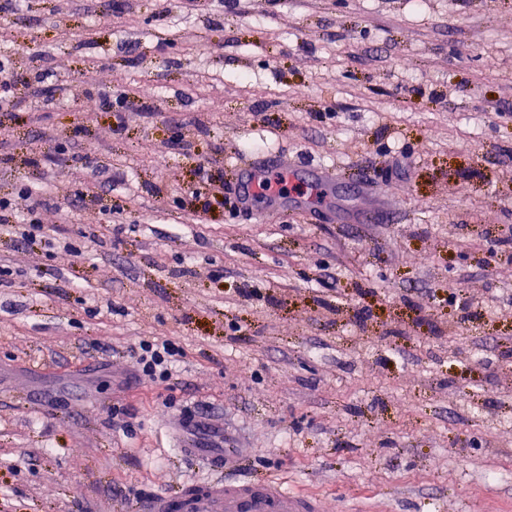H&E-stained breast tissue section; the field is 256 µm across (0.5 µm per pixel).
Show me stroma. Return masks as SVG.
I'll return each instance as SVG.
<instances>
[{
  "mask_svg": "<svg viewBox=\"0 0 512 512\" xmlns=\"http://www.w3.org/2000/svg\"><path fill=\"white\" fill-rule=\"evenodd\" d=\"M1 54L53 243L0 231V512L176 492L186 410L323 512H512V0H19ZM275 156L330 203L231 209ZM133 352L137 355L135 367L138 377L151 382L168 381V365L174 357L182 355L180 347L169 340H141Z\"/></svg>",
  "mask_w": 512,
  "mask_h": 512,
  "instance_id": "1",
  "label": "stroma"
}]
</instances>
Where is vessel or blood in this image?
I'll return each instance as SVG.
<instances>
[{
	"label": "vessel or blood",
	"instance_id": "1",
	"mask_svg": "<svg viewBox=\"0 0 512 512\" xmlns=\"http://www.w3.org/2000/svg\"><path fill=\"white\" fill-rule=\"evenodd\" d=\"M292 164L276 157L267 164L250 165L240 182V199H249L260 182L288 175ZM184 454L202 462L212 471V479L195 481L174 494L147 500L143 512H320L318 502L303 494H291L269 480L231 481L222 472L229 461L224 448L214 446L206 434L185 444Z\"/></svg>",
	"mask_w": 512,
	"mask_h": 512
}]
</instances>
